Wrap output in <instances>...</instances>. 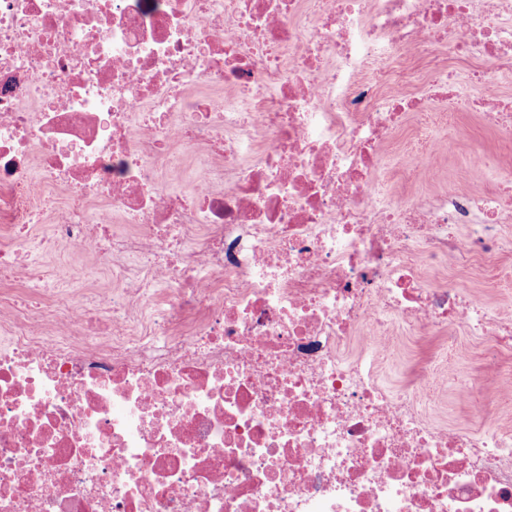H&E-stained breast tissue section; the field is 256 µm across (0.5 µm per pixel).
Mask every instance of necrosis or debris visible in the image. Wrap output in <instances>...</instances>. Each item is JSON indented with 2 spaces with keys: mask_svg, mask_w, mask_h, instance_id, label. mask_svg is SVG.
I'll use <instances>...</instances> for the list:
<instances>
[{
  "mask_svg": "<svg viewBox=\"0 0 512 512\" xmlns=\"http://www.w3.org/2000/svg\"><path fill=\"white\" fill-rule=\"evenodd\" d=\"M511 69L512 0H0V512H512V317L454 276L512 250V166L377 176L435 89L511 136ZM397 324L486 351L393 392ZM450 379L485 429L423 411Z\"/></svg>",
  "mask_w": 512,
  "mask_h": 512,
  "instance_id": "4bbe7bcc",
  "label": "necrosis or debris"
}]
</instances>
